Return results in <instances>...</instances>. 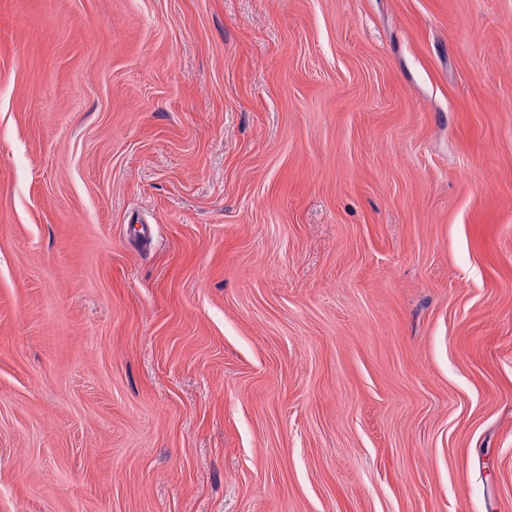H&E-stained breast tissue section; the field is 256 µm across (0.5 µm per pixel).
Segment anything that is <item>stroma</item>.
Instances as JSON below:
<instances>
[{"instance_id":"obj_1","label":"stroma","mask_w":512,"mask_h":512,"mask_svg":"<svg viewBox=\"0 0 512 512\" xmlns=\"http://www.w3.org/2000/svg\"><path fill=\"white\" fill-rule=\"evenodd\" d=\"M0 512H512V0H0Z\"/></svg>"}]
</instances>
